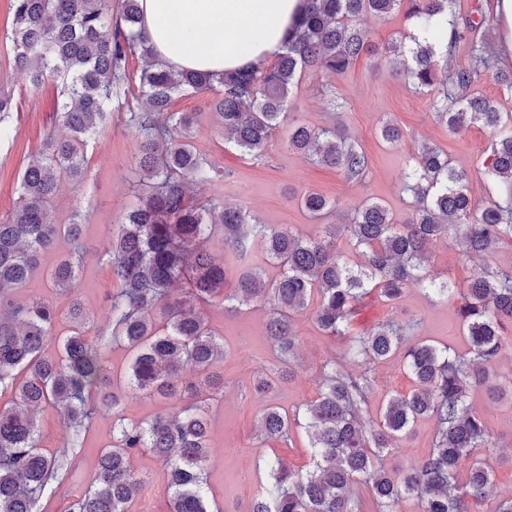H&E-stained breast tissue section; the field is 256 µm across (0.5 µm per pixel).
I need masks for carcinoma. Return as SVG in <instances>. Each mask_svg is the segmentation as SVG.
<instances>
[{
	"label": "carcinoma",
	"instance_id": "1",
	"mask_svg": "<svg viewBox=\"0 0 512 512\" xmlns=\"http://www.w3.org/2000/svg\"><path fill=\"white\" fill-rule=\"evenodd\" d=\"M285 51L269 68L247 65L218 76L175 71L157 60L141 31L139 0H11L12 67L24 72L31 90L57 85L55 124L37 156L26 164L18 201L0 219V393L15 392L0 408V512H40L43 495L62 485L99 417L112 418V445L102 449L88 487L69 494L68 512H133L141 479L131 466L144 450L163 465L169 512H212L204 492L209 457L207 388L224 385L214 368L224 343L211 329L207 308L224 312L259 300L271 307L265 334L283 365L298 350L295 318L311 321L329 336L348 332L355 303L375 293L396 303L411 281H424L428 246L451 236L465 260L484 258L512 242V113L478 93L484 77L512 87V72L498 68L489 33L497 18L477 4L462 16L459 0H306ZM400 12L411 27L409 42L378 47L360 27ZM448 36L440 54L436 42ZM464 59L450 60L460 49ZM363 52L403 74L415 92L432 96L435 117L453 132L479 126L492 137L482 174L493 186L473 198L470 177L450 165L448 154L418 144L404 176L413 196L411 218L393 221L387 207L367 201L338 228L322 225L303 237L282 225L251 223L240 207L212 195L194 198L191 186L206 188L219 174L194 151L195 113L174 112L176 98L215 91L210 108L219 117L224 143L257 163L281 130L288 148L318 165L337 169L350 181L363 179L369 158L342 130L289 123L288 109L305 75L343 74ZM142 66L128 70L129 60ZM136 88L127 126L138 140L137 168L146 183L112 234L106 250L115 291L108 296L112 331L84 335L87 313L71 300L74 324L56 357L43 349L60 310L43 299L21 302L43 255L59 238L70 256L50 274L52 287L68 292L79 271L85 220L56 222L53 201L61 184L77 187L87 178L85 150L107 117L113 99ZM381 138L397 145L401 129L390 122ZM300 206L321 219L335 204L315 191L298 196ZM239 263L235 274L215 258L211 244ZM359 261L350 262V256ZM276 270L273 277L266 266ZM467 349L412 339L419 322L388 320L350 338L343 355L361 359L357 375L334 362L324 372L315 400L288 414L263 409L259 434L292 445L294 428L305 429L313 463L297 472L280 459L268 463L269 483L252 512H398L406 497L421 512H476L492 484L493 470L479 450L493 448L484 418L467 402L468 388L496 400L501 387L488 367L499 356L506 325H512V270H487L474 277L460 307ZM120 341L135 352L125 386L158 394L175 411L133 421L123 414L124 395L107 386V349ZM404 351L414 387L390 397L378 419L366 416L372 368ZM57 409L69 432L63 448H39L37 412ZM423 417L435 422L431 450L392 475L379 457L399 447ZM466 477H461L462 466Z\"/></svg>",
	"mask_w": 512,
	"mask_h": 512
}]
</instances>
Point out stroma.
Returning <instances> with one entry per match:
<instances>
[{
	"mask_svg": "<svg viewBox=\"0 0 512 512\" xmlns=\"http://www.w3.org/2000/svg\"><path fill=\"white\" fill-rule=\"evenodd\" d=\"M10 0H0V90L11 92L17 105L6 120L8 133L0 138V218L7 217L19 195L22 170L40 147L45 130L55 120V84H45L33 93L25 77L14 71L5 57L11 34ZM209 94H192L175 100L176 112L197 115L194 145L204 158L223 170V182L213 186V194L223 196L225 204L241 205L264 224H282L292 231L312 235L320 230L295 197L307 190L338 201L340 213L330 223L345 224L346 213L365 200L387 205L397 223H405L412 213V198L403 192L405 166L418 140L429 141L447 152L453 165L470 175L474 197H484L487 184L481 166L490 147V136L474 126L453 133L432 114L429 97L414 93L390 68L377 64L368 53L362 54L342 75L323 78L304 77L289 108L292 121L315 127L333 122L345 125L370 160V171L362 182L347 181L335 170L321 167L306 155L286 147L276 139L267 163L240 156L225 148L218 119L209 108ZM397 124L404 137L399 145L385 144L379 129L383 122ZM138 141L126 124L124 105H113L111 116L86 148L88 179L81 187L63 184L54 202L58 223H69L73 214L87 216L84 238L86 253L81 272L71 294L55 291L44 271L52 267L69 246L59 242L55 251L42 260L43 271L29 287L19 290L20 298H40L66 309L70 296H77L90 315L88 336L111 331L112 321L106 300L115 284L108 265L101 259L112 232L127 208L142 195L134 157ZM512 268V243L499 246L489 257L462 261L447 239L435 240L430 247L427 271L430 277L448 283L451 290L444 299L428 297L419 284H408L395 305L369 294L356 306L348 336H329L319 331L307 316H298L299 349L289 364V377L277 381L272 398L253 395L250 386L258 371L276 368L278 359L264 331L268 309L259 304L242 306L240 311L224 313L209 309L210 324L224 340L226 356L216 370L224 376V388L210 404V456L206 466L207 495L214 512H250L254 498L268 479L265 462L278 457L294 470L309 469L312 459L309 441L303 429H296L292 445L262 440L257 419L267 401L293 411L314 400L317 382L325 364L342 354L349 336L385 322L417 320L416 338L430 339L456 349H464L465 340L458 315L466 288L484 268ZM413 381L400 357L378 364L371 373L370 415H377L389 397L408 393ZM473 405L482 413L495 446L488 449L494 469L493 485L476 512H494L498 501L512 496V407L507 402H489L483 393L472 396ZM435 422H418L400 448L383 457L387 472L395 473L410 461L429 452ZM112 442V421L100 419L85 434V444L77 468L64 480L65 488L46 493L42 512H66L67 491L87 487L101 448ZM134 470L144 483L134 512H166V475L162 464L150 453L142 452L132 460Z\"/></svg>",
	"mask_w": 512,
	"mask_h": 512,
	"instance_id": "obj_1",
	"label": "stroma"
}]
</instances>
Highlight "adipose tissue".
<instances>
[{"label":"adipose tissue","instance_id":"1","mask_svg":"<svg viewBox=\"0 0 512 512\" xmlns=\"http://www.w3.org/2000/svg\"><path fill=\"white\" fill-rule=\"evenodd\" d=\"M302 0H140L156 59L175 70L221 73L284 51Z\"/></svg>","mask_w":512,"mask_h":512}]
</instances>
